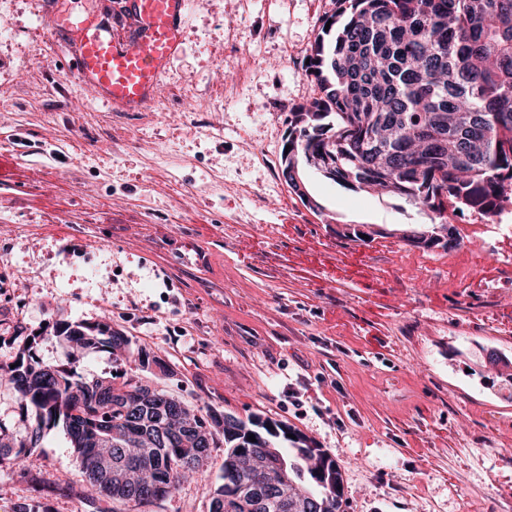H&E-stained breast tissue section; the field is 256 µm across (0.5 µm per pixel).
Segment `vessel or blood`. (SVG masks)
<instances>
[{"instance_id": "1", "label": "vessel or blood", "mask_w": 512, "mask_h": 512, "mask_svg": "<svg viewBox=\"0 0 512 512\" xmlns=\"http://www.w3.org/2000/svg\"><path fill=\"white\" fill-rule=\"evenodd\" d=\"M189 0H121L131 28L113 38L105 16L85 10L51 12L57 38L75 54L76 72L95 98L115 112H143L151 105L184 36Z\"/></svg>"}]
</instances>
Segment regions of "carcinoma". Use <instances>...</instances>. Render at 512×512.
I'll return each mask as SVG.
<instances>
[{
    "label": "carcinoma",
    "mask_w": 512,
    "mask_h": 512,
    "mask_svg": "<svg viewBox=\"0 0 512 512\" xmlns=\"http://www.w3.org/2000/svg\"><path fill=\"white\" fill-rule=\"evenodd\" d=\"M323 17L309 72L319 96L291 113L281 154L293 164H335L328 178L352 190L375 187L440 213L451 206L493 215L512 202V0H333ZM415 247L452 249L446 224L409 228ZM51 338L86 354L112 355L117 374L87 380L75 361L46 364L34 352ZM0 372L14 385L29 430L62 428L85 477L80 496L91 512H132L163 500L182 480L204 474L208 443L184 419L224 437L223 483L212 502L223 512H341L336 461L288 425L208 412L152 389L125 369L130 339L107 321H60ZM112 429V471L95 464ZM255 441H249L250 435ZM0 468L35 452L0 426ZM139 449L138 461L124 454ZM250 449L251 457L238 454Z\"/></svg>",
    "instance_id": "cac0c4a2"
}]
</instances>
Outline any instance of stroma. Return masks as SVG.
I'll return each instance as SVG.
<instances>
[{
    "mask_svg": "<svg viewBox=\"0 0 512 512\" xmlns=\"http://www.w3.org/2000/svg\"><path fill=\"white\" fill-rule=\"evenodd\" d=\"M332 0H195L155 107L110 111L72 69L41 0H0V363L57 320L108 321L144 384L200 410L298 430L336 460L344 512H512V203L436 214L349 190L310 166V203L282 175L292 110ZM456 227L459 246L399 230ZM373 228L366 240L346 236ZM301 396L295 410L289 392ZM0 469V512L30 499L86 512L63 429ZM223 448L159 512H209Z\"/></svg>",
    "mask_w": 512,
    "mask_h": 512,
    "instance_id": "obj_1",
    "label": "stroma"
}]
</instances>
